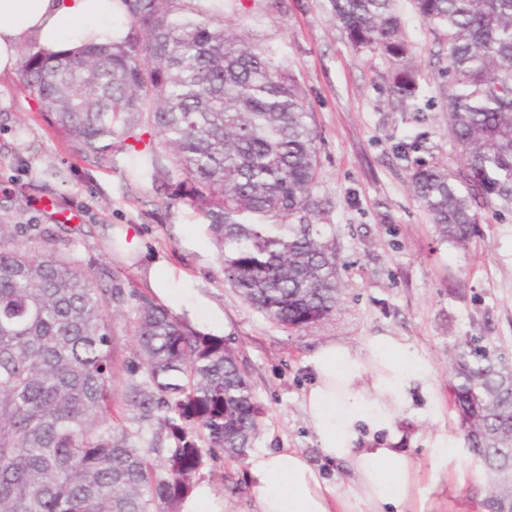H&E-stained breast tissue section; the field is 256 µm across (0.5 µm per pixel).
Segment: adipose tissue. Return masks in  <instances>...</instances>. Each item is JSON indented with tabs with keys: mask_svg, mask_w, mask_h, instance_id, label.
Listing matches in <instances>:
<instances>
[{
	"mask_svg": "<svg viewBox=\"0 0 512 512\" xmlns=\"http://www.w3.org/2000/svg\"><path fill=\"white\" fill-rule=\"evenodd\" d=\"M122 0H0V73L15 72L24 47L58 58L125 34ZM312 383L303 410L316 444L350 471L327 479L301 451L282 448L248 461L252 512H424L410 489L419 470L407 460L399 421L414 385L430 389L420 356L400 339L329 342L307 359Z\"/></svg>",
	"mask_w": 512,
	"mask_h": 512,
	"instance_id": "obj_1",
	"label": "adipose tissue"
}]
</instances>
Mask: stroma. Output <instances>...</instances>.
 <instances>
[{
	"mask_svg": "<svg viewBox=\"0 0 512 512\" xmlns=\"http://www.w3.org/2000/svg\"><path fill=\"white\" fill-rule=\"evenodd\" d=\"M224 11L248 41L279 47L315 115L316 195L322 223L336 229L347 283L333 316L290 331L244 301L225 286L219 249L197 213L182 203L165 207L150 176L135 174L137 152L120 151L112 170L84 162L16 72L0 76V221L53 228L61 249L98 269L104 281L142 295L150 292L143 268L165 258L174 280L164 304L172 313L192 301L187 281L224 311V346L244 366L263 411L251 452L294 448L332 479L346 473L323 458L305 420L302 398L312 381L306 359L330 341L356 346L381 333L399 338L422 357L433 388L413 392V410L400 425L408 456L426 478L438 447L459 445L456 466L442 471L437 512H483L480 467L463 446L449 392L448 348L472 337L512 357V210L482 208L463 250L438 238L410 190L415 160L461 164L443 81L429 64L433 35L410 0H400L425 77L419 111L403 112L390 104V63L351 48L328 0H240ZM128 226L142 242L131 263L120 250ZM177 424L198 448L187 495L205 485L215 501L249 512L247 462L210 452L194 420Z\"/></svg>",
	"mask_w": 512,
	"mask_h": 512,
	"instance_id": "1",
	"label": "stroma"
}]
</instances>
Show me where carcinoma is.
<instances>
[{
  "label": "carcinoma",
  "instance_id": "carcinoma-1",
  "mask_svg": "<svg viewBox=\"0 0 512 512\" xmlns=\"http://www.w3.org/2000/svg\"><path fill=\"white\" fill-rule=\"evenodd\" d=\"M350 46L393 66L391 93L419 111L422 71L397 0H329ZM124 38L79 57L22 55L25 86L84 161L116 165L114 140L140 151L166 206H192L220 250L224 284L287 330L336 310L342 266L331 224H316L318 141L288 61L246 41L195 0H123ZM435 36L461 167L414 162L409 183L440 240L467 247L477 208L512 209V0H412ZM124 319L136 350L124 401L135 429L112 425ZM459 430L486 482L512 464V367L471 340L449 349ZM194 412L208 449L246 455L262 409L233 351L196 336L164 305L104 287L56 247L50 228L0 222V512H160L197 448L172 450L163 476L148 456L152 421ZM512 482L481 501L497 512Z\"/></svg>",
  "mask_w": 512,
  "mask_h": 512
}]
</instances>
